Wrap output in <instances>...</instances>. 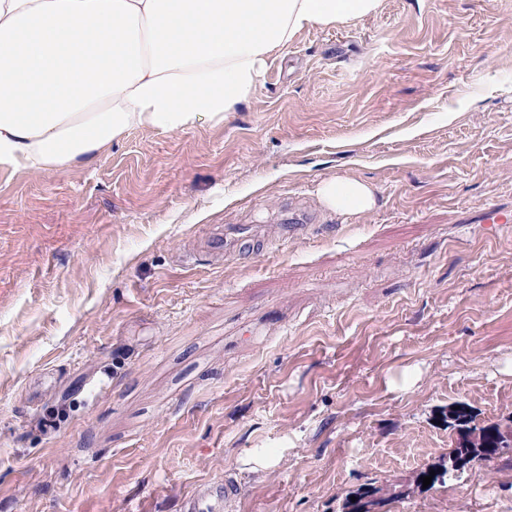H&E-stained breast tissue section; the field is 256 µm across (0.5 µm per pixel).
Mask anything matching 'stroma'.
Returning <instances> with one entry per match:
<instances>
[{
    "label": "stroma",
    "mask_w": 512,
    "mask_h": 512,
    "mask_svg": "<svg viewBox=\"0 0 512 512\" xmlns=\"http://www.w3.org/2000/svg\"><path fill=\"white\" fill-rule=\"evenodd\" d=\"M369 183L341 216L319 181ZM512 0L307 29L223 123L0 169V512H512V455L418 488L448 422L512 416ZM308 233L280 242L289 215ZM229 224L259 236L212 254ZM274 450L257 473L242 457ZM239 497L238 487L224 480L198 489L186 502L187 512H223ZM381 491L377 492L376 488L365 489L364 491H362L363 496L361 498L357 499L355 502L348 505L347 511H381V499L383 498V494ZM395 494H397L396 491L392 492L388 498H383V502L385 503Z\"/></svg>",
    "instance_id": "1"
}]
</instances>
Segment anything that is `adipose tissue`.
<instances>
[{
    "mask_svg": "<svg viewBox=\"0 0 512 512\" xmlns=\"http://www.w3.org/2000/svg\"><path fill=\"white\" fill-rule=\"evenodd\" d=\"M381 0H0V167L39 172L92 158L130 130L178 133L247 103L308 28L355 25ZM329 211L375 195L320 181Z\"/></svg>",
    "mask_w": 512,
    "mask_h": 512,
    "instance_id": "1",
    "label": "adipose tissue"
}]
</instances>
